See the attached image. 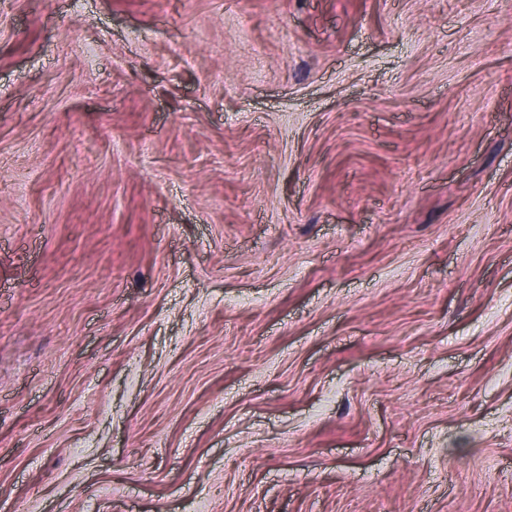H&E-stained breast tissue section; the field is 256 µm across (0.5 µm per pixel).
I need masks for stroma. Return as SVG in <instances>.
I'll list each match as a JSON object with an SVG mask.
<instances>
[{
  "label": "stroma",
  "instance_id": "1",
  "mask_svg": "<svg viewBox=\"0 0 512 512\" xmlns=\"http://www.w3.org/2000/svg\"><path fill=\"white\" fill-rule=\"evenodd\" d=\"M0 512H512V0H0Z\"/></svg>",
  "mask_w": 512,
  "mask_h": 512
}]
</instances>
